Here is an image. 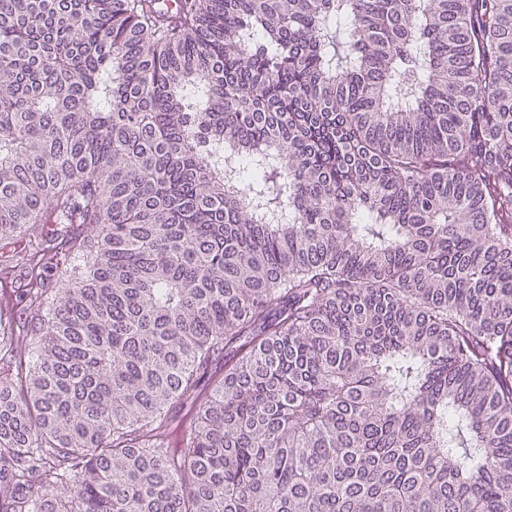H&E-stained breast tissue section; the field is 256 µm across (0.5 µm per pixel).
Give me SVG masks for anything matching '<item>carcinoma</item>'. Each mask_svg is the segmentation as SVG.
Returning a JSON list of instances; mask_svg holds the SVG:
<instances>
[{
    "label": "carcinoma",
    "mask_w": 512,
    "mask_h": 512,
    "mask_svg": "<svg viewBox=\"0 0 512 512\" xmlns=\"http://www.w3.org/2000/svg\"><path fill=\"white\" fill-rule=\"evenodd\" d=\"M17 238L5 512H512V0H0Z\"/></svg>",
    "instance_id": "1"
}]
</instances>
